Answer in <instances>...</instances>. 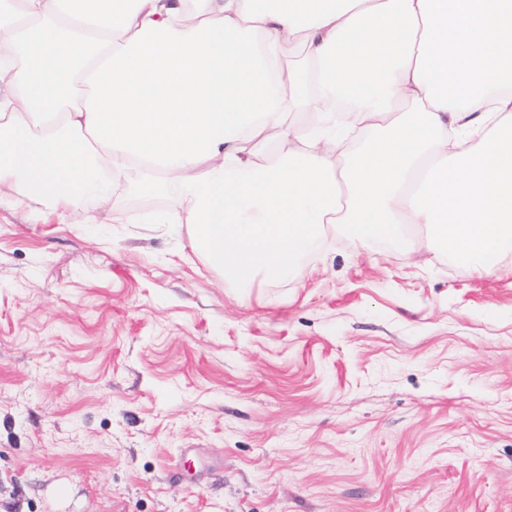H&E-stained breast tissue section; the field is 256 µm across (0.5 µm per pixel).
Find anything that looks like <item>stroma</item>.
Listing matches in <instances>:
<instances>
[{"label":"stroma","mask_w":512,"mask_h":512,"mask_svg":"<svg viewBox=\"0 0 512 512\" xmlns=\"http://www.w3.org/2000/svg\"><path fill=\"white\" fill-rule=\"evenodd\" d=\"M175 205L0 187V512H512V253L332 229L248 288Z\"/></svg>","instance_id":"stroma-1"}]
</instances>
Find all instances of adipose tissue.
Masks as SVG:
<instances>
[{
	"label": "adipose tissue",
	"mask_w": 512,
	"mask_h": 512,
	"mask_svg": "<svg viewBox=\"0 0 512 512\" xmlns=\"http://www.w3.org/2000/svg\"><path fill=\"white\" fill-rule=\"evenodd\" d=\"M119 181L243 284L329 224L495 271L512 0H0V184L79 220Z\"/></svg>",
	"instance_id": "obj_1"
}]
</instances>
